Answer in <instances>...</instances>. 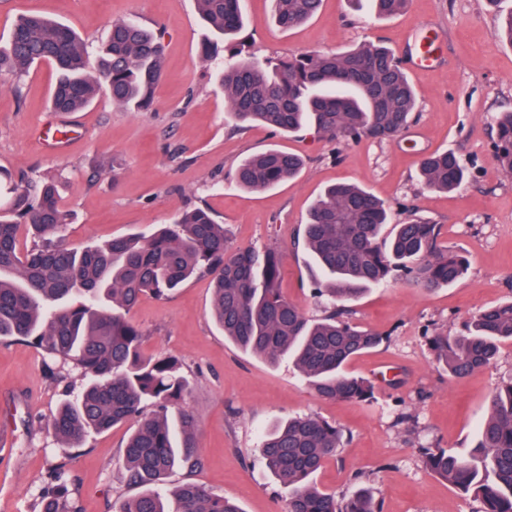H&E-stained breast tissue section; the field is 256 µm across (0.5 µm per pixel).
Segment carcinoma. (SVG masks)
<instances>
[{
  "mask_svg": "<svg viewBox=\"0 0 512 512\" xmlns=\"http://www.w3.org/2000/svg\"><path fill=\"white\" fill-rule=\"evenodd\" d=\"M372 2L380 18L407 4ZM321 3L273 0V19L282 29L295 28ZM196 6L216 41L234 39L245 25L243 0H196ZM494 36L512 46V11L497 15ZM163 54L160 39L134 20L114 21L106 44L94 52L70 27L27 15L0 41V83L48 62L58 72L51 97L56 112H77L103 89L113 103L143 109L162 76ZM216 78L235 125L287 134L312 126L332 140L387 141L408 127L416 109L410 78L381 45L274 63L231 54ZM496 138L493 162L511 176L512 112L497 116ZM302 167L299 155L267 149L241 161L235 183L261 191L294 178ZM419 173L426 186L446 191L466 179L464 166L448 152L423 157ZM18 205L33 241L20 249V222L0 215V342L26 341L80 369L85 384L51 419L63 444L79 447L90 430L127 427L124 480L139 492L121 500L115 512H242L195 482H165L176 468L198 466L197 422L181 408L189 388L182 364L142 351L144 333L128 317L142 295L163 298L195 274H212L213 316L225 338L270 364L292 359L321 399L365 402L373 384L344 368L384 337L353 324L348 303L396 274L433 290L454 284L467 268L464 256L440 246L438 225L413 218L393 225L385 240V204L361 187L334 185L313 202L304 226V245L324 276L315 291L332 304L324 318L311 320L279 288L276 249L228 252L224 225L202 208L182 211L148 236L75 247L66 241L69 214L53 183H30ZM505 340L512 341V302L483 310L462 336L429 337L428 346L449 374L461 378L491 366ZM345 442L340 428L316 416L279 421L265 435L262 462L288 489V512H381L368 488L338 499L310 481ZM423 457L429 470L478 499L481 512H512V379L492 397L467 455L425 448ZM41 503L39 512H80L60 472Z\"/></svg>",
  "mask_w": 512,
  "mask_h": 512,
  "instance_id": "cac0c4a2",
  "label": "carcinoma"
}]
</instances>
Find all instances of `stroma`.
Wrapping results in <instances>:
<instances>
[{
  "label": "stroma",
  "mask_w": 512,
  "mask_h": 512,
  "mask_svg": "<svg viewBox=\"0 0 512 512\" xmlns=\"http://www.w3.org/2000/svg\"><path fill=\"white\" fill-rule=\"evenodd\" d=\"M500 9L511 10L512 0L496 7L408 0L380 19L368 0H322L313 18L284 30L271 18V0H246L249 24L231 45L254 60L374 42L401 61L417 99L409 126L391 141L334 142L310 129L234 127L224 89L199 55L209 32L194 0H0V38L19 18L38 14L98 45L114 20L130 17L164 44V74L145 111L115 105L103 92L82 111H52L57 74L47 63L32 66L19 88L0 85V209L11 207L14 189L52 181L74 246L147 235L182 209H209L231 249L277 248L280 286L312 319L324 316L327 301L315 293L318 274L299 241L310 206L330 185H359L389 206L393 222L438 224L440 245L469 261L449 287L426 291L400 276L352 302L351 321L386 337L346 367L373 383L369 402L320 399L290 360L270 364L227 342L211 317L210 275L164 299L143 296L129 317L147 354L182 361L191 379L183 406L198 422L201 464L176 470L168 483L192 479L242 512H285L288 491L264 469L258 448L278 420L315 415L347 436L313 476L319 489L340 498L371 487L382 512H479L478 500L425 467L421 451L465 453L498 386L512 379L510 341L493 365L463 378L448 375L426 344L438 332L459 335L483 309L512 300V177L492 162L495 117L512 109V45L493 35ZM424 42L433 45V61L419 69L414 58ZM269 148L300 155L301 172L268 190L235 188L240 161ZM446 151L465 167V184L426 188L420 160ZM79 385L77 370L33 345L0 343V438L10 441L0 445V512H35L49 472L62 462L82 512H111L136 495L118 466L125 427L89 433L78 448L56 441L49 421Z\"/></svg>",
  "instance_id": "35a3bbf8"
}]
</instances>
